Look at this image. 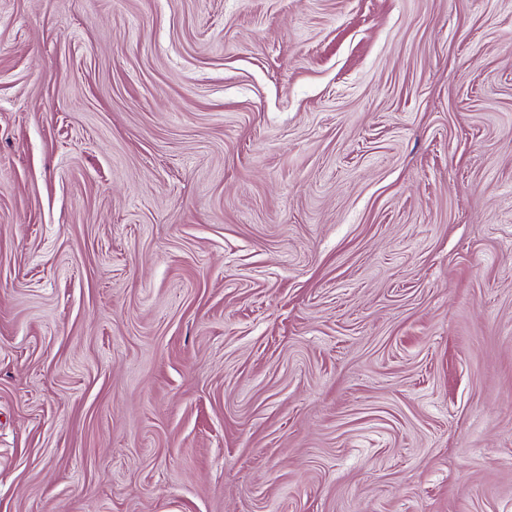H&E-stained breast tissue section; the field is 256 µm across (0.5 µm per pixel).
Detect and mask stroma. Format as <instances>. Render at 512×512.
Masks as SVG:
<instances>
[{"label":"stroma","instance_id":"1","mask_svg":"<svg viewBox=\"0 0 512 512\" xmlns=\"http://www.w3.org/2000/svg\"><path fill=\"white\" fill-rule=\"evenodd\" d=\"M0 512H512V0H0Z\"/></svg>","mask_w":512,"mask_h":512}]
</instances>
